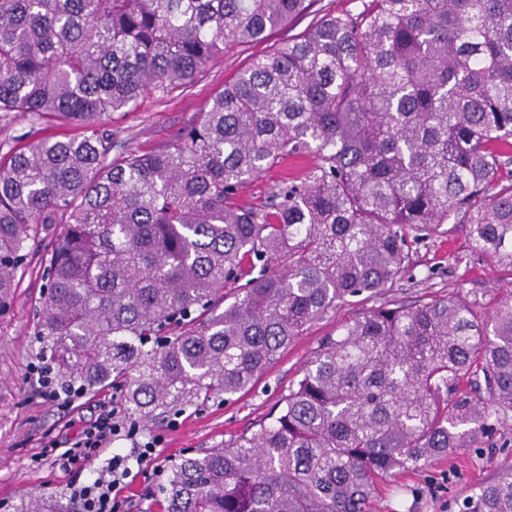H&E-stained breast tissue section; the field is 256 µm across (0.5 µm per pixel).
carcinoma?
<instances>
[{
    "instance_id": "1",
    "label": "carcinoma",
    "mask_w": 512,
    "mask_h": 512,
    "mask_svg": "<svg viewBox=\"0 0 512 512\" xmlns=\"http://www.w3.org/2000/svg\"><path fill=\"white\" fill-rule=\"evenodd\" d=\"M312 0H0V121L74 125L0 163V313L35 224L34 336L64 389L148 426L250 390L351 297L392 291L418 233L466 224L512 271V0H364L254 57L175 141L112 156V114L189 86ZM305 173L255 206L284 157ZM484 381L487 399L459 397ZM273 421L182 457L163 512H369L377 481L512 417V299L395 297L326 337ZM15 512H70L28 492ZM460 512H512V463ZM305 165V163H298L297 166L294 167L291 158L284 159L279 166L266 171L257 179L246 184L239 193L240 203L245 205H256L260 203L265 199L274 185L288 176L299 175Z\"/></svg>"
}]
</instances>
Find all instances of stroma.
Masks as SVG:
<instances>
[{"instance_id": "obj_1", "label": "stroma", "mask_w": 512, "mask_h": 512, "mask_svg": "<svg viewBox=\"0 0 512 512\" xmlns=\"http://www.w3.org/2000/svg\"><path fill=\"white\" fill-rule=\"evenodd\" d=\"M308 23V18H300L261 45L229 46L188 88L163 99L154 93L143 95L135 110L115 113L111 123L115 152L148 151L177 139L254 56L299 34ZM67 132L64 126L14 118L8 125L0 124V158L26 144ZM62 230L59 224L39 228L12 304L0 314V512H14L19 494L31 490L73 504L72 489L109 472L113 459L135 460L149 443L156 447L155 464L133 470L116 496L122 503L121 512H150L152 505L145 495L174 462L259 430L289 386L301 377L320 340L335 333L355 312L378 304L377 299L359 296L330 312L290 345L245 395L228 403L219 398L196 411L172 416L162 425L122 433L92 461L65 470L56 462L57 446H71L95 418L99 404L111 402L112 393L83 395L77 407L68 409L49 401L31 378L32 367L42 362L33 336L45 300L41 256L45 244ZM412 251V263L395 286L398 298L454 292L479 300L482 313L487 314L500 299L512 296V276L474 248L466 225H441L423 234ZM488 425V432L469 447L453 449L417 470L380 480L372 512H459L465 495L488 481L502 461L512 460V419L492 418Z\"/></svg>"}]
</instances>
